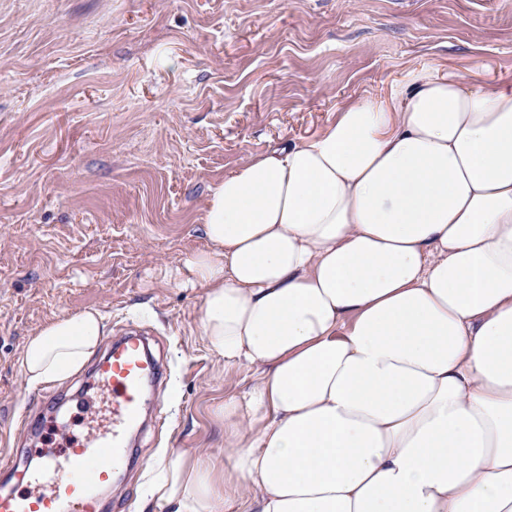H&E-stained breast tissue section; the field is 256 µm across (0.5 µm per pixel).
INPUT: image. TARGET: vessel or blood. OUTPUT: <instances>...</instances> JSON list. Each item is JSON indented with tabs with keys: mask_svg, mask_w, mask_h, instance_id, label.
I'll return each mask as SVG.
<instances>
[{
	"mask_svg": "<svg viewBox=\"0 0 512 512\" xmlns=\"http://www.w3.org/2000/svg\"><path fill=\"white\" fill-rule=\"evenodd\" d=\"M164 376V365L141 333L113 340L95 365L92 395L77 401L83 433L57 426L60 442L33 449L32 467L17 466L10 457L0 460V473L17 478L0 489V512H101L113 474L127 463V434L147 404V387Z\"/></svg>",
	"mask_w": 512,
	"mask_h": 512,
	"instance_id": "obj_1",
	"label": "vessel or blood"
}]
</instances>
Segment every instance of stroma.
<instances>
[{
	"label": "stroma",
	"mask_w": 512,
	"mask_h": 512,
	"mask_svg": "<svg viewBox=\"0 0 512 512\" xmlns=\"http://www.w3.org/2000/svg\"><path fill=\"white\" fill-rule=\"evenodd\" d=\"M425 64L512 82V0H0V453L57 443L17 417L85 374L30 389L18 357L94 309L104 340L139 327L168 370L106 512H153L157 449L223 456L216 409L252 371L209 350L180 275L211 189Z\"/></svg>",
	"instance_id": "stroma-1"
}]
</instances>
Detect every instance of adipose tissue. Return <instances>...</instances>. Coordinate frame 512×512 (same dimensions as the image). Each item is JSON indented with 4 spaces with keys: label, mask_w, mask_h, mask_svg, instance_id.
Listing matches in <instances>:
<instances>
[{
    "label": "adipose tissue",
    "mask_w": 512,
    "mask_h": 512,
    "mask_svg": "<svg viewBox=\"0 0 512 512\" xmlns=\"http://www.w3.org/2000/svg\"><path fill=\"white\" fill-rule=\"evenodd\" d=\"M203 229L202 334L253 378L223 466L161 449L158 512H512V82L412 70L225 175ZM103 331L92 309L41 327L26 384Z\"/></svg>",
    "instance_id": "adipose-tissue-1"
}]
</instances>
